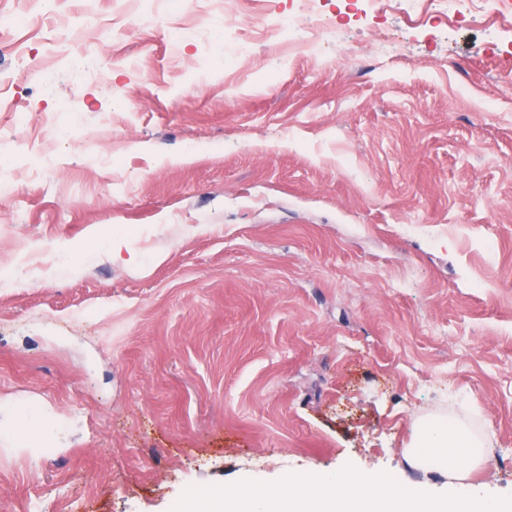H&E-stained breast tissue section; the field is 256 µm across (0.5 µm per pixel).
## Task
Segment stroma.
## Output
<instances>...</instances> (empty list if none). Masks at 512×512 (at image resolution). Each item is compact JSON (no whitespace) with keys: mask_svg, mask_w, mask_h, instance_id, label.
Segmentation results:
<instances>
[{"mask_svg":"<svg viewBox=\"0 0 512 512\" xmlns=\"http://www.w3.org/2000/svg\"><path fill=\"white\" fill-rule=\"evenodd\" d=\"M317 8L338 43L292 52L297 0H0V512L435 494L434 419L485 436L464 494L512 495V16Z\"/></svg>","mask_w":512,"mask_h":512,"instance_id":"stroma-1","label":"stroma"}]
</instances>
